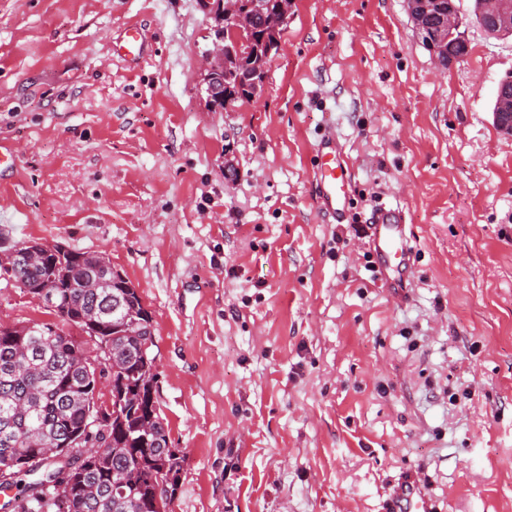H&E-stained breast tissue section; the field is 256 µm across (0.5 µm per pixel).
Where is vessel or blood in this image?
<instances>
[{
	"label": "vessel or blood",
	"mask_w": 512,
	"mask_h": 512,
	"mask_svg": "<svg viewBox=\"0 0 512 512\" xmlns=\"http://www.w3.org/2000/svg\"><path fill=\"white\" fill-rule=\"evenodd\" d=\"M147 41L139 25L126 28L121 40L112 45L115 56L129 62L141 59ZM350 169L335 135L321 140L315 150L312 178L318 189L317 204L332 215L342 214L350 194ZM373 246L382 262L394 272L392 288H405L411 266L410 236L400 205L380 208L372 222ZM396 512H432L431 504L417 480L402 482L395 493Z\"/></svg>",
	"instance_id": "vessel-or-blood-1"
}]
</instances>
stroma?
Returning a JSON list of instances; mask_svg holds the SVG:
<instances>
[{"instance_id": "stroma-1", "label": "stroma", "mask_w": 512, "mask_h": 512, "mask_svg": "<svg viewBox=\"0 0 512 512\" xmlns=\"http://www.w3.org/2000/svg\"><path fill=\"white\" fill-rule=\"evenodd\" d=\"M456 4L469 52L444 70L405 0H292L257 94L219 112L202 0H0V241L108 254L137 288L184 457L170 512H393L409 476L436 512H512V40ZM328 125L339 224L310 174ZM396 202L399 296L355 232ZM0 316L53 319L1 280ZM142 31L137 24L126 28L121 40L112 44V53L129 62L141 59L147 51V41ZM492 112L500 133L512 138V77L510 75L500 81Z\"/></svg>"}]
</instances>
